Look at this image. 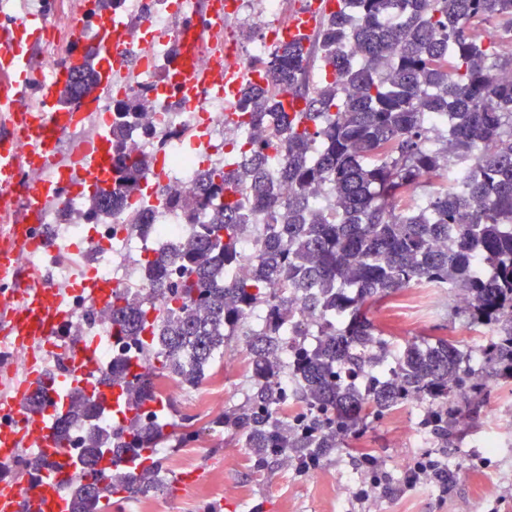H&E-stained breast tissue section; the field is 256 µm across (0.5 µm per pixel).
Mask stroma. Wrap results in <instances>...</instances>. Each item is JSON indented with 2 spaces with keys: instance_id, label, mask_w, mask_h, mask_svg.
<instances>
[{
  "instance_id": "obj_1",
  "label": "stroma",
  "mask_w": 512,
  "mask_h": 512,
  "mask_svg": "<svg viewBox=\"0 0 512 512\" xmlns=\"http://www.w3.org/2000/svg\"><path fill=\"white\" fill-rule=\"evenodd\" d=\"M82 0H25L26 9L45 13L48 29L34 51L32 65L45 61L48 45L69 46L66 19L80 8ZM449 292H442L433 310L424 316L413 313L399 296L387 299L376 314L393 335L391 357H398L408 341L419 336H449L461 348H477L485 327H466L452 312ZM237 365L216 363L213 374L224 381L220 407L228 409L244 402L251 387L246 339L234 337L230 347ZM494 391L479 420L467 423V435L458 447L449 449L448 488L423 484L407 489L404 467L421 453L432 450L430 437L405 440L415 426L417 411L412 407L394 411L373 422L364 434L363 448L373 454L387 475L382 489L365 501L354 497L360 468L355 450L323 458L316 470L301 472L296 461L268 472H255L248 451L241 441L221 429H207L216 410L204 407L200 392L178 390L164 404L167 427L181 418H192L202 436L195 442V453L186 467L172 466L183 445L168 437L158 445V455L166 461L171 480L169 492L151 498L153 512H512V446L489 454L479 443L512 422V379L496 380ZM219 407V408H220Z\"/></svg>"
}]
</instances>
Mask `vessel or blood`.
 Returning <instances> with one entry per match:
<instances>
[{"label":"vessel or blood","mask_w":512,"mask_h":512,"mask_svg":"<svg viewBox=\"0 0 512 512\" xmlns=\"http://www.w3.org/2000/svg\"><path fill=\"white\" fill-rule=\"evenodd\" d=\"M325 11L321 0H312L310 6L292 14L289 37H313ZM43 26L41 15L19 13L14 0H0V125L8 129L0 136V223L6 226L0 234V340L31 357L24 379L12 390L0 392V464L15 461L24 448L38 449L53 463L34 482L0 484V512H68V492L81 474L67 443L56 437L55 416L66 406L69 392L83 389L115 422H122L128 412L122 388H107L98 382L101 369L95 342L82 339L60 344L59 329L70 313L59 289L26 261L30 254L51 255L61 249L40 232L49 201L92 192L115 180L112 148L106 138L80 143L70 165L61 163L58 145L74 117L99 111L111 96L127 53L124 22L109 13L98 18L93 41L95 87L66 105L60 102L68 80L66 67L50 64L36 70L31 64L32 35ZM177 38L182 53L168 82L177 86L183 107L197 111L208 93L236 97L239 74L217 61L205 70L198 67L196 59L207 45L202 29L189 25ZM48 168L55 169V177L30 187L24 199L16 198L14 188L24 174ZM72 287L97 307L106 306L115 290L114 285L91 275L74 281ZM49 358L60 362V376L46 375L43 364ZM34 389L42 391L44 409L23 414L21 403Z\"/></svg>","instance_id":"obj_1"}]
</instances>
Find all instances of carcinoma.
Masks as SVG:
<instances>
[{
  "label": "carcinoma",
  "mask_w": 512,
  "mask_h": 512,
  "mask_svg": "<svg viewBox=\"0 0 512 512\" xmlns=\"http://www.w3.org/2000/svg\"><path fill=\"white\" fill-rule=\"evenodd\" d=\"M336 2L319 30L316 88L307 80L312 50L280 39L262 62V81L241 90L238 123L277 122L278 180L268 171L269 142L231 145L224 166L199 170L193 196L165 198L190 221L201 210L211 219L189 238L145 252L143 280L158 306L117 290L106 307L120 337L141 345L102 375L124 388L130 416L118 428L99 427L97 403L80 390L72 395L56 432L65 441L72 429H87L80 464L88 481L72 486L68 512H103L124 494L164 492L159 463L141 464L165 437L156 418L141 415L159 400L158 384L131 375L132 363L197 390L256 312L261 325L245 332L251 389L210 424L239 437L258 471L285 455L300 463L354 448L364 423L415 397L424 403L420 427L445 450L462 439V421L480 416L493 379H512V78L504 77L512 73V0ZM484 21L499 38L483 34ZM351 39L356 60L345 52ZM73 71L79 80L62 91L65 102L94 87L89 57ZM132 109L115 106L116 184L90 195L88 223L121 209L146 177L147 162L123 148ZM429 112L448 115L445 133L425 124ZM423 180L437 189L411 209L403 199ZM282 184L291 190L286 200ZM324 185L336 196L331 213L311 203ZM252 214L266 220L267 235L251 277L239 280L228 272L242 260ZM423 283L448 285L466 298L457 316L492 328L481 363L472 365L449 337L425 336L381 376L372 366L388 357L390 341L374 314ZM297 306L316 320L314 344L289 319ZM285 349L288 362L280 363ZM106 452L131 465L105 473L98 465ZM50 468L45 457L23 458L17 475L32 481Z\"/></svg>",
  "instance_id": "cac0c4a2"
}]
</instances>
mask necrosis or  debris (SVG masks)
Returning a JSON list of instances; mask_svg holds the SVG:
<instances>
[{"instance_id":"1","label":"necrosis or debris","mask_w":512,"mask_h":512,"mask_svg":"<svg viewBox=\"0 0 512 512\" xmlns=\"http://www.w3.org/2000/svg\"><path fill=\"white\" fill-rule=\"evenodd\" d=\"M283 3L284 0H235L232 12L217 22L218 33H225L233 23L244 20L260 31L261 36L242 47L232 48L224 58L225 64L251 70L253 62L266 54L268 37L280 25ZM114 8L124 13L132 50H142L145 27H152L167 35L166 40L153 46L145 66L124 78L119 99L125 101L144 92L152 100L149 109L139 113L133 120L124 149L132 156L146 159L148 164L162 163L167 190L178 197L189 195L194 190L199 166L194 157L184 153L185 140L193 138L201 125L227 142L246 137L247 131L226 120L225 114L230 107L224 97H206L200 111L188 112L178 106L176 92L170 91L165 96H158L157 91L171 69L173 52L180 46L176 34L184 17L174 0H136L135 4L127 7L123 6L121 0H116ZM116 100L110 98L104 102L96 122L97 128L111 129L115 121ZM83 214L82 200L71 198L61 202L59 209L45 212L43 221L47 224H60L61 238L67 243L53 264L55 281L62 286L66 305L71 310L65 328L77 336L95 337L99 343L98 362L106 368L114 357L129 354L135 346L130 342L113 340L109 334L108 321L86 319L84 302L70 289L75 271L81 264L82 253L76 243L83 238ZM144 214L152 219L148 236L129 237L127 225L135 223ZM192 225L183 222L180 215L166 207L158 196L140 193L130 199L125 207L100 220L98 262L94 272L128 290L130 295L145 297L146 291L141 287L142 275L139 268L132 264V256L136 252L145 251L149 246L174 243L189 237L193 231Z\"/></svg>"}]
</instances>
